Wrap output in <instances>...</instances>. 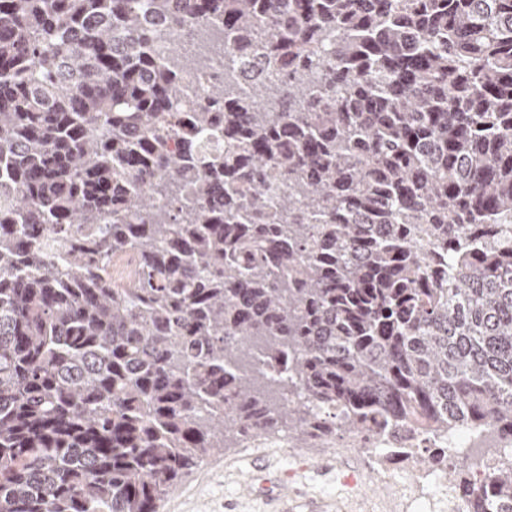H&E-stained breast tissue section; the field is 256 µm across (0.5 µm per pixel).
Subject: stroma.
Masks as SVG:
<instances>
[{"instance_id":"obj_1","label":"stroma","mask_w":512,"mask_h":512,"mask_svg":"<svg viewBox=\"0 0 512 512\" xmlns=\"http://www.w3.org/2000/svg\"><path fill=\"white\" fill-rule=\"evenodd\" d=\"M287 431L242 448L207 456L182 479L159 512H426L427 498L410 501L423 468L409 458L393 481L377 461L352 447L347 431L324 448L287 451Z\"/></svg>"}]
</instances>
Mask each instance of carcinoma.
<instances>
[{"instance_id":"cac0c4a2","label":"carcinoma","mask_w":512,"mask_h":512,"mask_svg":"<svg viewBox=\"0 0 512 512\" xmlns=\"http://www.w3.org/2000/svg\"><path fill=\"white\" fill-rule=\"evenodd\" d=\"M285 424L512 431V0H0V512H158ZM230 63L229 58L222 53H216L210 58L205 76L188 71L182 75V81L190 99L199 97L200 89L205 80H221L224 69Z\"/></svg>"}]
</instances>
